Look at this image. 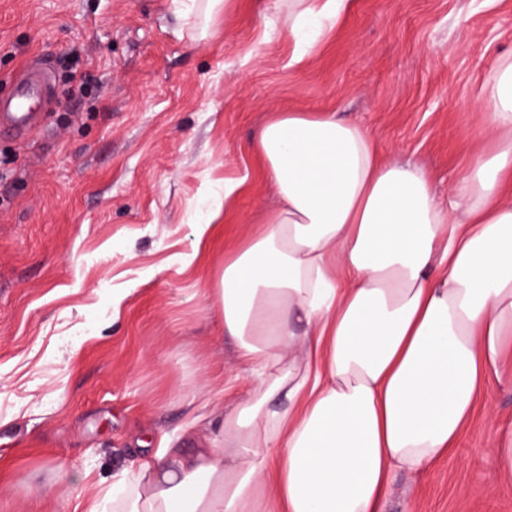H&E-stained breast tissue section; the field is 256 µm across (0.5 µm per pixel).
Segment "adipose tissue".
Listing matches in <instances>:
<instances>
[{"label": "adipose tissue", "mask_w": 512, "mask_h": 512, "mask_svg": "<svg viewBox=\"0 0 512 512\" xmlns=\"http://www.w3.org/2000/svg\"><path fill=\"white\" fill-rule=\"evenodd\" d=\"M347 7L288 0L295 62ZM478 110L494 150L444 203L362 124L268 114L249 149L276 203L207 290L250 390L87 512H382L399 473L450 455L483 388L512 391V57Z\"/></svg>", "instance_id": "1"}]
</instances>
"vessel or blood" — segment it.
<instances>
[{
    "instance_id": "1",
    "label": "vessel or blood",
    "mask_w": 512,
    "mask_h": 512,
    "mask_svg": "<svg viewBox=\"0 0 512 512\" xmlns=\"http://www.w3.org/2000/svg\"><path fill=\"white\" fill-rule=\"evenodd\" d=\"M51 80L50 72L44 68L30 69L16 80L12 97L0 102V132L7 131L18 138L29 133L37 121L32 105L35 101L48 99Z\"/></svg>"
}]
</instances>
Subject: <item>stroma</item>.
<instances>
[{"mask_svg":"<svg viewBox=\"0 0 512 512\" xmlns=\"http://www.w3.org/2000/svg\"><path fill=\"white\" fill-rule=\"evenodd\" d=\"M186 2L0 0V101L32 59L57 79L42 127L0 136V512H85L71 476L105 491L141 440L192 451L219 397L248 392L203 290L274 203L246 151L267 113L341 112L443 199L492 150L476 104L512 56V0H350L301 68L284 0H232L197 29ZM228 178L246 181L229 203ZM492 448L477 411L385 512H512Z\"/></svg>","mask_w":512,"mask_h":512,"instance_id":"35a3bbf8","label":"stroma"}]
</instances>
